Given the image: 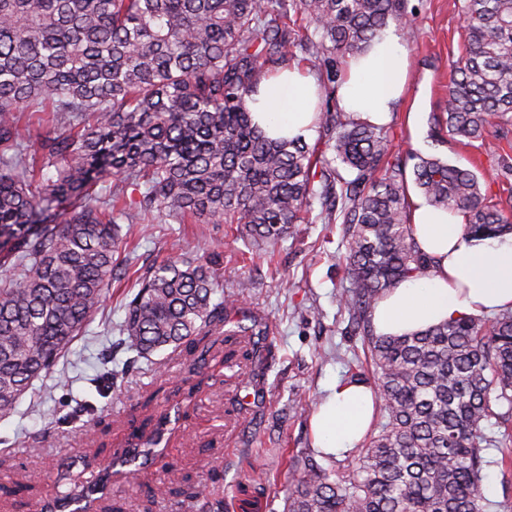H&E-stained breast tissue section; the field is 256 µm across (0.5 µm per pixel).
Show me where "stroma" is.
<instances>
[{
    "label": "stroma",
    "instance_id": "obj_1",
    "mask_svg": "<svg viewBox=\"0 0 512 512\" xmlns=\"http://www.w3.org/2000/svg\"><path fill=\"white\" fill-rule=\"evenodd\" d=\"M464 0H406L413 29L404 36L410 69L407 91L383 130L400 154L437 155L475 171L489 201L512 198V131L500 150L488 154L479 143L435 135L432 116L446 99L448 64L460 54ZM416 111L421 127L406 116ZM223 224H180L169 218L149 222L138 232L128 256L129 273L113 279L101 309L64 358L36 381L15 411L0 419V512H43L63 490L66 472L91 475L113 449L127 445L131 426L146 417L139 404L154 397L156 412L170 408V397L188 378L190 357L161 352L160 362L139 361L124 368L128 354L102 359L117 343L126 306L138 291L135 270L164 258L210 261L235 294L248 318L261 320L259 361L241 357L210 367L179 428L138 478L108 482L105 506L121 512H198L191 492L206 486L224 501V512H282L272 487L254 479L276 473L275 448L310 452L315 446L311 418L336 381L368 376L369 359L361 337L339 305L349 282L341 261L347 243L341 225L321 220L304 225L299 238L285 239L274 259L260 252L241 256L243 245ZM319 317H312L311 309ZM485 512H512V463L498 449L485 453ZM39 473L34 489L14 491L15 482ZM165 484L169 492L152 496Z\"/></svg>",
    "mask_w": 512,
    "mask_h": 512
}]
</instances>
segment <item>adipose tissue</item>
Returning <instances> with one entry per match:
<instances>
[{
	"label": "adipose tissue",
	"instance_id": "adipose-tissue-1",
	"mask_svg": "<svg viewBox=\"0 0 512 512\" xmlns=\"http://www.w3.org/2000/svg\"><path fill=\"white\" fill-rule=\"evenodd\" d=\"M408 52L400 35L386 31L367 51L347 58L338 94L345 112L383 124L401 98ZM318 85L296 66L263 81L247 106L271 139L311 140ZM412 236L432 258L427 275L403 279L372 311L376 334L412 335L462 316L512 310V233L475 240L464 216L410 199ZM375 393L362 382L338 381L312 419L317 446L338 455L356 448L370 428Z\"/></svg>",
	"mask_w": 512,
	"mask_h": 512
}]
</instances>
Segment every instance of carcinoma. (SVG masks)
Wrapping results in <instances>:
<instances>
[{"mask_svg":"<svg viewBox=\"0 0 512 512\" xmlns=\"http://www.w3.org/2000/svg\"><path fill=\"white\" fill-rule=\"evenodd\" d=\"M463 18L464 48L433 121L492 151L512 123V0H465ZM410 22L404 0H0V266L10 269L0 277V418L102 306L120 225L235 224L247 248L271 254L317 200L323 223L343 224L350 287L340 306L369 353L381 416L351 476L287 455L284 512H484L483 451L512 446L507 429L485 434L491 403L512 405V311L374 334L376 303L431 260L412 237L407 162L336 100L343 61ZM297 47L325 74L316 125L330 159L267 138L247 107ZM32 103L63 116L69 132L28 144L18 119ZM409 158L415 187L464 213L471 237L512 231L473 170ZM111 181L138 196L103 194ZM138 279L120 335L139 358L249 332L206 263L167 258ZM183 415L179 406L160 415L103 472L148 458ZM196 497L199 512H224L204 490Z\"/></svg>","mask_w":512,"mask_h":512,"instance_id":"obj_1","label":"carcinoma"}]
</instances>
